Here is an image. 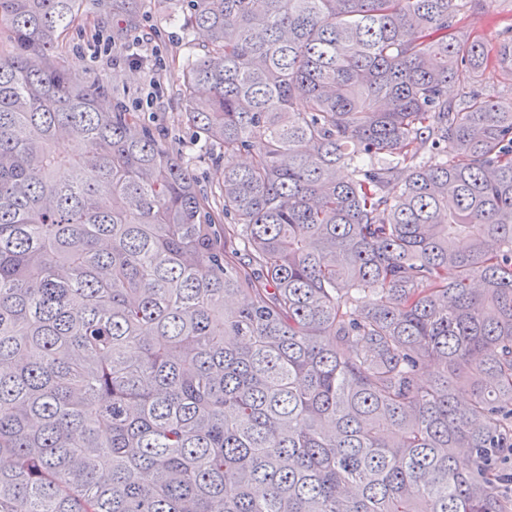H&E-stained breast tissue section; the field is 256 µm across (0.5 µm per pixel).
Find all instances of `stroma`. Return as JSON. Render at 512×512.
Instances as JSON below:
<instances>
[{
	"label": "stroma",
	"instance_id": "obj_1",
	"mask_svg": "<svg viewBox=\"0 0 512 512\" xmlns=\"http://www.w3.org/2000/svg\"><path fill=\"white\" fill-rule=\"evenodd\" d=\"M185 0H136L137 24L132 35L141 43L137 60H130L127 40L112 37V0H82L79 30L62 51L66 65L92 68L113 89L115 103L141 113L160 137L178 153L193 140L195 129L184 119L180 95L184 61L193 44L206 37L186 29ZM512 25V0H480L458 18L462 38L483 44L487 67L477 88L485 97L512 103V75L496 65L502 31Z\"/></svg>",
	"mask_w": 512,
	"mask_h": 512
}]
</instances>
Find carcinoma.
<instances>
[{"label":"carcinoma","mask_w":512,"mask_h":512,"mask_svg":"<svg viewBox=\"0 0 512 512\" xmlns=\"http://www.w3.org/2000/svg\"><path fill=\"white\" fill-rule=\"evenodd\" d=\"M81 2L0 0V512H512V104L447 96L476 0H189L187 121L252 156L213 201L58 60Z\"/></svg>","instance_id":"1"}]
</instances>
